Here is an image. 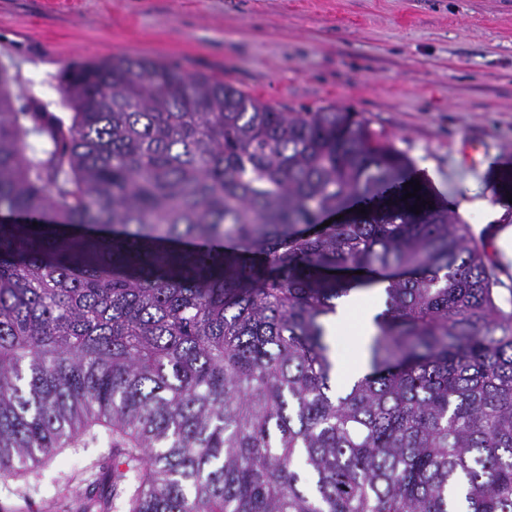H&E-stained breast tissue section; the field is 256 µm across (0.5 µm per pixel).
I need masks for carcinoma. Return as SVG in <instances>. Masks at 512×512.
Here are the masks:
<instances>
[{
    "label": "carcinoma",
    "mask_w": 512,
    "mask_h": 512,
    "mask_svg": "<svg viewBox=\"0 0 512 512\" xmlns=\"http://www.w3.org/2000/svg\"><path fill=\"white\" fill-rule=\"evenodd\" d=\"M62 96L28 128L0 69V481L101 427L76 512H512V311L405 155L134 55ZM379 282L338 395L325 322Z\"/></svg>",
    "instance_id": "1"
}]
</instances>
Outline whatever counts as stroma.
Returning a JSON list of instances; mask_svg holds the SVG:
<instances>
[{
    "instance_id": "stroma-1",
    "label": "stroma",
    "mask_w": 512,
    "mask_h": 512,
    "mask_svg": "<svg viewBox=\"0 0 512 512\" xmlns=\"http://www.w3.org/2000/svg\"><path fill=\"white\" fill-rule=\"evenodd\" d=\"M117 54L224 79L284 112L335 107L406 155L449 212L472 197L512 220V0H0V67L15 109L70 124L63 75ZM482 142L481 164L460 145ZM469 236L500 263L480 214ZM82 437L0 492V512H70L111 465Z\"/></svg>"
}]
</instances>
